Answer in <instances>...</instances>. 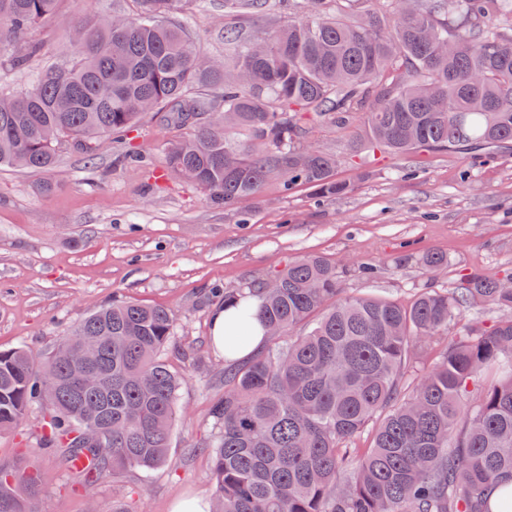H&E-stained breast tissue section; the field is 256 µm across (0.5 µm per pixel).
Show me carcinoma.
<instances>
[{"mask_svg":"<svg viewBox=\"0 0 512 512\" xmlns=\"http://www.w3.org/2000/svg\"><path fill=\"white\" fill-rule=\"evenodd\" d=\"M138 2L134 17L76 25L59 65L0 94V167L48 172L65 143L91 157L97 139L126 137L154 113L197 128L171 139L166 171L233 205L270 180L346 193L336 156L296 146L321 118L360 116L368 148L392 155L512 143V0H304L269 35L226 30L230 69L217 58L202 67L189 33L167 22L183 0ZM56 4L0 0V61L38 53L25 36ZM207 87L223 111L190 95ZM251 298L281 344L224 370L210 512H512V271L449 293L423 288L402 305L344 294L335 267L306 255L224 291V304L242 305L226 360L246 341ZM477 304L502 316L456 332L409 378L417 344ZM175 320L168 308L114 302L41 362L25 346L0 350V433L46 404V444L67 462L93 461L75 472L82 484L110 467L154 471L175 426L180 381L161 358ZM89 428L110 453L83 442ZM367 430L360 455L349 441ZM41 494L32 466L0 470V512H34Z\"/></svg>","mask_w":512,"mask_h":512,"instance_id":"carcinoma-1","label":"carcinoma"}]
</instances>
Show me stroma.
<instances>
[{
    "label": "stroma",
    "instance_id": "obj_1",
    "mask_svg": "<svg viewBox=\"0 0 512 512\" xmlns=\"http://www.w3.org/2000/svg\"><path fill=\"white\" fill-rule=\"evenodd\" d=\"M136 0H59L30 30L45 52L22 70L0 66V93L29 87L61 58L73 25L96 14L133 15ZM173 21L193 32L200 53L224 55V0H187ZM172 129L144 116L130 139L104 140L87 165L62 148L53 171L0 169V349L26 346L47 357L70 327L115 300L174 310L163 359L181 379L168 462L150 474L110 470L75 484L61 450L44 449L32 409L0 434V468L31 463L44 491L42 512H173L192 496L209 497L210 414L224 394V355L211 345L213 287L245 288L296 257L317 254L336 268L351 296L406 302L422 288L445 291L473 273L512 270V144L478 163L461 151L393 156L358 153V120L310 128L305 145L337 156L340 196L305 186H264L255 198L224 206L195 185L162 173ZM139 151L144 159L130 161ZM429 252L448 266L428 273Z\"/></svg>",
    "mask_w": 512,
    "mask_h": 512
}]
</instances>
